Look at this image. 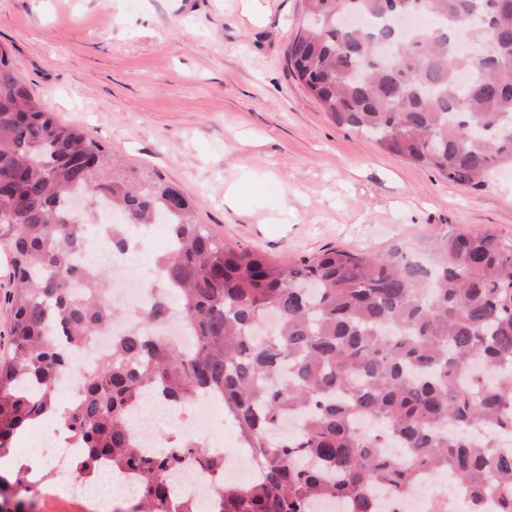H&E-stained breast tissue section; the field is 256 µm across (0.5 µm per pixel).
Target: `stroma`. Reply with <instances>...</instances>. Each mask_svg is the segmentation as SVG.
I'll return each mask as SVG.
<instances>
[{"label": "stroma", "mask_w": 512, "mask_h": 512, "mask_svg": "<svg viewBox=\"0 0 512 512\" xmlns=\"http://www.w3.org/2000/svg\"><path fill=\"white\" fill-rule=\"evenodd\" d=\"M302 17L301 0H0V43L48 111L231 245L281 262L456 227L512 240V177L469 190L323 113L288 70Z\"/></svg>", "instance_id": "35a3bbf8"}]
</instances>
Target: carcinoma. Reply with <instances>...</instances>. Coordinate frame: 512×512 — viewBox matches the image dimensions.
Wrapping results in <instances>:
<instances>
[{"label":"carcinoma","instance_id":"obj_1","mask_svg":"<svg viewBox=\"0 0 512 512\" xmlns=\"http://www.w3.org/2000/svg\"><path fill=\"white\" fill-rule=\"evenodd\" d=\"M288 68L339 126L382 150L474 190L512 169V0H304ZM362 15L366 26L340 18ZM423 15L425 31H394ZM384 44L392 60L376 49ZM466 69L463 82L457 73ZM104 197L127 224L169 219L159 323L174 306L193 351L159 334L128 333L81 379L63 416L85 454L136 475L134 502L112 512H175L167 476L187 457L223 468L209 449L177 442L144 456L127 406L150 388L184 406L224 396V411L254 451L260 478L219 482L220 512H385L424 477H453L473 499L512 512V442H476L493 425L512 436V241L493 230L438 235L423 263L400 246L384 253L335 249L270 262L224 244L196 220V203L156 172L117 164L83 131L46 110L0 44V241L12 272L10 353L0 361V459L43 417L57 413L60 372L120 315L110 274L71 264L86 225L71 195ZM75 279L85 292L74 294ZM277 327L260 332L269 315ZM300 415L293 434L281 421ZM376 427L359 431L355 422ZM404 449L397 456L388 443ZM21 468L0 470V512H26Z\"/></svg>","mask_w":512,"mask_h":512}]
</instances>
